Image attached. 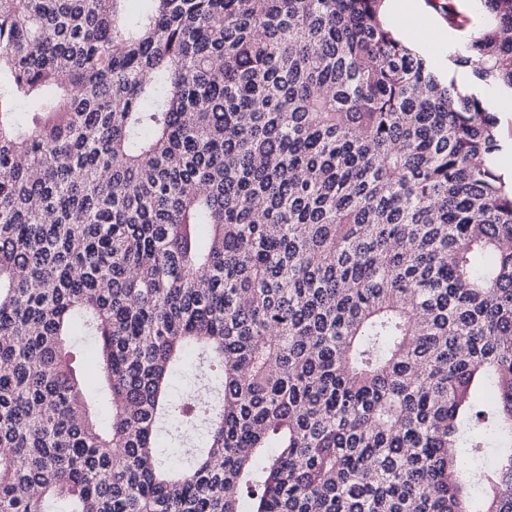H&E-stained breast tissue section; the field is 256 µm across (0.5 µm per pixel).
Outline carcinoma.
Masks as SVG:
<instances>
[{
  "label": "carcinoma",
  "instance_id": "obj_1",
  "mask_svg": "<svg viewBox=\"0 0 512 512\" xmlns=\"http://www.w3.org/2000/svg\"><path fill=\"white\" fill-rule=\"evenodd\" d=\"M0 0V512H512V0ZM99 347L108 425L73 360ZM199 359L215 405L176 402ZM202 422L189 468L156 427ZM423 7L436 19V21L438 22V32H437V37H435L433 40H429L428 43H427V46L424 50H419L417 49L413 43L409 42V41H405L403 40L406 44L408 45H411L414 49H416L417 51H419L422 55H424L428 61L430 62V64L432 65V67L437 70V71H440L443 69V67L445 65L448 64L449 62V59L450 58H453L455 56H458V55H462L465 53V50H463V46H464V41L463 39L461 38V34L460 32H458L457 30H455L454 28L450 27L448 25V16L446 15V11L445 9H440V8H434L432 6H430L428 3H427V0H424L423 1ZM445 28L448 30V34L451 33L453 35V39L456 43V48L454 51H451V52H448V55H446L445 57V60L443 62V67H439L436 65L435 63V55L438 53L439 49H440V37H441V34H442V29ZM483 94L485 98L493 101L498 109L497 116L499 120L500 140L503 148L494 156L493 163L500 172L505 173L501 161L506 152L509 158L512 154V102L501 96L498 90L492 86L484 87ZM198 370L191 365H188L174 374L170 380V393L175 400L185 399L195 391H207L205 387L215 389L212 383L203 382L198 376ZM216 390V389H215ZM208 396L209 392L207 391ZM189 398L203 399L202 397L192 395Z\"/></svg>",
  "mask_w": 512,
  "mask_h": 512
}]
</instances>
